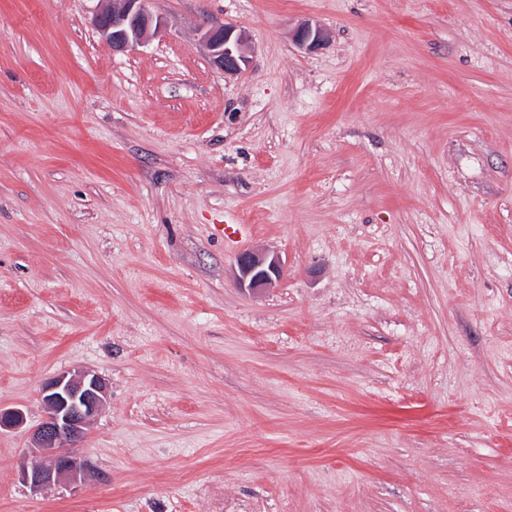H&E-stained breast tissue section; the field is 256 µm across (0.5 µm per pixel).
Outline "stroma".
Segmentation results:
<instances>
[{
  "instance_id": "obj_1",
  "label": "stroma",
  "mask_w": 512,
  "mask_h": 512,
  "mask_svg": "<svg viewBox=\"0 0 512 512\" xmlns=\"http://www.w3.org/2000/svg\"><path fill=\"white\" fill-rule=\"evenodd\" d=\"M99 7L0 0V512H512V0ZM77 368L91 473L33 493ZM104 3L94 23L113 52H126L142 44L163 26L160 18L147 9V0H99ZM204 46L214 66L224 74H237L248 66L246 37L234 24H213L203 35ZM326 37L320 26H313L310 23L299 27L293 34L295 44L308 52H314L322 47ZM236 263L240 288H270L283 275V265L277 254L245 252L238 256ZM40 395L44 416L31 434L37 459L20 471L21 480L32 492L85 481L90 466L74 448L83 441L88 425L106 402L108 389L96 372L80 369L53 376Z\"/></svg>"
}]
</instances>
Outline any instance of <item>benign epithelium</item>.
Returning a JSON list of instances; mask_svg holds the SVG:
<instances>
[{"label": "benign epithelium", "mask_w": 512, "mask_h": 512, "mask_svg": "<svg viewBox=\"0 0 512 512\" xmlns=\"http://www.w3.org/2000/svg\"><path fill=\"white\" fill-rule=\"evenodd\" d=\"M100 2L104 6L95 15V27L114 52L128 51L163 26L162 20L148 11L147 0ZM325 40L323 29L310 23L293 34L295 44L308 52L320 49ZM203 42L212 64L224 73L237 74L248 66L246 37L235 25L224 22L211 25L203 35ZM236 263L241 288H269L283 275V265L276 254L245 252L238 256ZM107 396L104 379L88 369L59 373L43 385L44 416L31 434L37 459L34 465L24 466L20 471L21 480L32 491L85 481L90 466L74 448L85 438L88 425ZM24 419V412L19 408H0V432L23 425Z\"/></svg>", "instance_id": "7a95c632"}]
</instances>
